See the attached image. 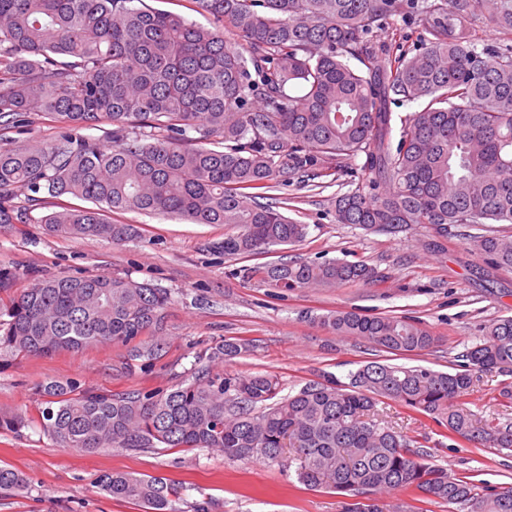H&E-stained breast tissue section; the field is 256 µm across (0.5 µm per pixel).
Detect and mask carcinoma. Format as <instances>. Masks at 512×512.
I'll return each instance as SVG.
<instances>
[{
  "label": "carcinoma",
  "mask_w": 512,
  "mask_h": 512,
  "mask_svg": "<svg viewBox=\"0 0 512 512\" xmlns=\"http://www.w3.org/2000/svg\"><path fill=\"white\" fill-rule=\"evenodd\" d=\"M140 2L0 0V224L119 244L133 229L104 214H166L233 227L213 248L248 256L309 232L265 190L336 175L357 158L362 180L336 195L338 224L393 235L423 226L440 237L459 224H512V45L470 31L486 10L512 33V0H191L212 28ZM398 18L420 24L412 55L374 41ZM226 32L245 48L228 46ZM406 103L417 109L396 118L391 106ZM42 119L55 124L49 142H10V130ZM102 123L112 126L107 145L76 133ZM469 241L512 271V236ZM261 275L286 289L383 279L375 266L340 259L269 264ZM169 304L166 290L128 275L36 279L0 308V344L51 355L118 343L130 369L164 355ZM323 323L396 354L435 341L399 316L338 312ZM240 353L235 341L216 344L191 381L169 389L50 382L43 430L87 452L219 448L228 460L273 463L289 448L299 482L343 496L342 512H382L352 498L395 489L512 512V487L480 486L431 463L377 408L400 401L455 436L512 448L511 424L483 422L463 402L475 373L512 374L511 316L490 322L448 372L371 361L284 397L272 375L210 374L209 364ZM25 423L0 411V431ZM96 484L145 512H181V492L164 477L104 472ZM26 489L19 471L0 466L1 493Z\"/></svg>",
  "instance_id": "obj_1"
}]
</instances>
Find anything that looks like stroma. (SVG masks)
Segmentation results:
<instances>
[{
	"mask_svg": "<svg viewBox=\"0 0 512 512\" xmlns=\"http://www.w3.org/2000/svg\"><path fill=\"white\" fill-rule=\"evenodd\" d=\"M347 180L342 173L325 178L320 187L297 182L280 187L288 217L307 224L309 233L298 245L272 246L251 256L214 250V243L228 234L227 226L136 211L111 216L135 230L122 244L56 235L42 224H0V276L10 281L0 290L2 303H9L26 279L61 275L127 274L172 297L165 320L166 353L146 367L126 370V349L114 343L48 357L0 346V410L22 413L29 421L20 433L0 431V465L18 470L28 482L22 493L0 494V512H143L97 489L95 480L105 471L170 479L182 490L183 512L208 499L215 504L213 512H341L335 492L307 489L294 468L261 459L230 461L210 448L142 453L62 447L40 427V387L54 379H74L115 393L164 389L188 378L198 356L227 338L244 349L231 360L211 364V374H271L285 394L325 373L345 377L376 359L448 370L458 353L482 338L485 325L512 316V271L477 257L462 234L441 239L417 227L391 236L337 223L332 200ZM299 258L364 261L377 266L384 279L368 286L287 290L238 275L242 268ZM346 311L416 319L435 341L403 355L375 350L336 335L321 322ZM505 381L496 372L478 373L467 407L479 419L512 422V404L503 405L499 396ZM385 412L434 463L490 487L512 486V448L475 446L397 401L388 402ZM384 498L391 512H470L469 506L412 490H392Z\"/></svg>",
	"mask_w": 512,
	"mask_h": 512,
	"instance_id": "stroma-1",
	"label": "stroma"
}]
</instances>
